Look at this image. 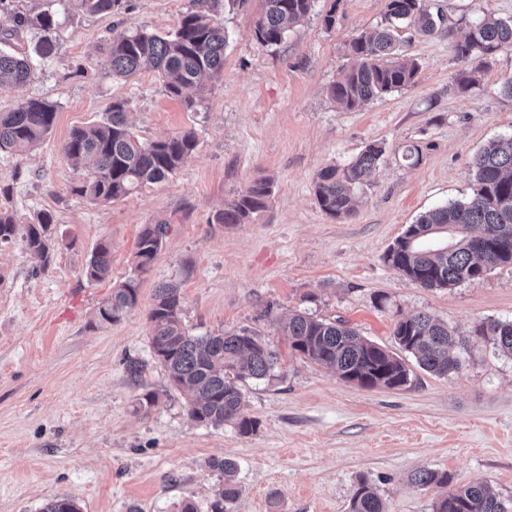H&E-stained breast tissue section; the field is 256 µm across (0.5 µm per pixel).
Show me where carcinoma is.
Returning a JSON list of instances; mask_svg holds the SVG:
<instances>
[{"label": "carcinoma", "instance_id": "carcinoma-1", "mask_svg": "<svg viewBox=\"0 0 512 512\" xmlns=\"http://www.w3.org/2000/svg\"><path fill=\"white\" fill-rule=\"evenodd\" d=\"M76 13L112 14L121 0H68ZM313 0H263L254 27L256 41L267 47L280 45L294 24L311 11ZM10 26H0V44H8L18 29H37L41 37L33 53L0 48V89H11L30 79L33 57L54 55L52 33L58 27L50 11L29 14L0 0V15ZM387 26L361 32L348 43L350 65L328 87L329 96L342 108L356 110L366 102L412 84L419 71L405 58L396 39L398 24L415 27L422 35L438 33L453 41L457 60L466 64L456 78L457 89L469 93L477 87L474 74L489 65L498 52L512 49V20L474 23L464 38L454 39L444 18L427 10L424 0H385ZM224 25L210 14L209 0H196V10L186 13L175 30L165 36L140 29L124 31L105 41L111 75L128 78L143 71L157 74L172 98L188 90L203 98L208 81L224 69ZM127 102L112 103L105 116L88 128H74L62 151L78 173L72 193L94 204L122 199L140 188L174 175L195 150L194 131L145 140L127 123ZM57 106L45 99H28L9 112H0V154L21 153L42 141L51 131ZM385 144L373 142L346 164H330L317 174L315 196L321 210L341 219L352 213L354 195L365 177L376 170ZM475 184L463 201L436 207L407 226L389 246L385 263L421 288H452L476 282L492 268L512 264V138L493 140L471 159ZM270 183L246 186L215 214L218 224H241L266 208ZM54 217L40 212L21 224L14 212L0 209V246L20 240L24 248L47 266L55 246ZM169 224H146L140 232L133 258V275L112 289L97 312L101 324H110L135 307L140 282L135 273L148 271L163 245ZM112 250L100 240L87 260V281L99 282L111 274ZM150 345L169 382L186 395L191 417L202 424L233 423L241 435L256 431L258 422L242 413L239 382L265 379L274 369L275 354L248 329L208 336H192L181 319V293L175 283L155 289L149 313ZM291 349L300 357L336 372L348 382L365 386L380 383L394 389L408 383L409 369L390 350L362 338L343 320L327 321L296 311L281 323ZM502 354L512 356V321L490 320L474 331ZM393 337L399 349L413 356L420 368L446 376L461 368L455 354L462 338L437 317L418 313L398 320ZM211 468L224 475L217 489L221 512H232L239 497L237 464L214 458ZM418 486L446 487L448 473L419 469L411 475ZM435 512H512V502L484 483H469L438 498ZM42 512H79L70 498H56ZM350 512H385L384 503L366 482L359 483Z\"/></svg>", "mask_w": 512, "mask_h": 512}]
</instances>
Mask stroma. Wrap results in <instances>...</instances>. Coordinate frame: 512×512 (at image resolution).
<instances>
[{
  "mask_svg": "<svg viewBox=\"0 0 512 512\" xmlns=\"http://www.w3.org/2000/svg\"><path fill=\"white\" fill-rule=\"evenodd\" d=\"M453 36L399 29L419 64L414 84L348 111L327 94L346 66V46L381 26L385 0H314L306 20L277 46L252 37L262 0L230 10L210 0L228 34L224 70L194 109L169 97L155 73L115 80L101 50L113 30L171 31L193 0H122L118 14L70 12L68 0H18L61 23L52 57L30 80L0 90V112L25 99L57 104L51 133L35 148L0 155V206L20 222L51 212L56 246L48 266L20 243L0 248V512H40L57 497L80 512H214L219 475L210 459L238 465L234 512H349L359 482L376 489L386 512H433L441 488L411 483L413 471L448 473L452 486L483 482L512 499V357L474 336L489 320H512V265L483 280L428 290L387 266L383 255L420 215L472 193V156L512 137V50L460 93L451 44L480 19L512 18V0H426ZM335 11L336 22L324 18ZM144 138L188 129L197 147L168 180L108 204L72 193L77 173L62 145L97 122L113 101ZM386 145L353 213L334 220L319 207L318 171L343 164L367 144ZM416 145L422 160L402 159ZM266 178V208L242 224L214 215L251 182ZM169 232L138 304L99 324L96 312L133 269L146 224ZM112 245V278L87 281L83 268L99 239ZM181 288V317L195 336L247 328L278 354L272 376L246 380L251 435L233 424L194 421L149 344L158 285ZM295 310L342 319L387 349L398 316L430 313L470 345L445 377L406 356L409 383L364 389L300 358L277 322ZM157 406L139 404L143 394Z\"/></svg>",
  "mask_w": 512,
  "mask_h": 512,
  "instance_id": "35a3bbf8",
  "label": "stroma"
}]
</instances>
